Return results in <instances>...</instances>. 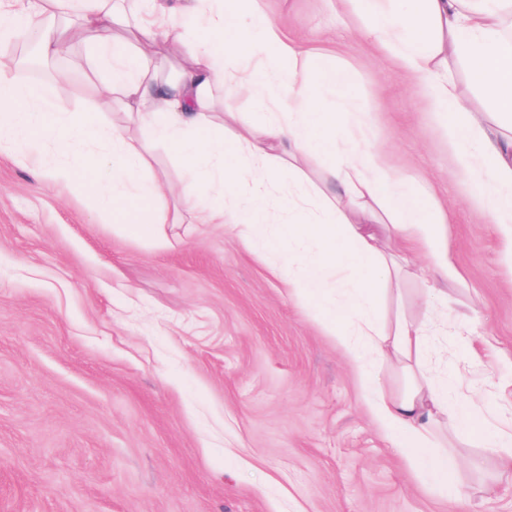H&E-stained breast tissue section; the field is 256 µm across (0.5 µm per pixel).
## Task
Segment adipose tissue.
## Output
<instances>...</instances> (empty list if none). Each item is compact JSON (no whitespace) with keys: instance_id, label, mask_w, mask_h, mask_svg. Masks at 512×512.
Masks as SVG:
<instances>
[{"instance_id":"ef3b65f1","label":"adipose tissue","mask_w":512,"mask_h":512,"mask_svg":"<svg viewBox=\"0 0 512 512\" xmlns=\"http://www.w3.org/2000/svg\"><path fill=\"white\" fill-rule=\"evenodd\" d=\"M367 17L362 37L382 44L418 83L436 111L448 113V134L461 173L478 188L479 204L494 224H512V0H352ZM135 35V47L116 41L115 27ZM194 35L192 65L172 81L161 79L162 47L178 48ZM36 37L40 57L52 60L74 44L90 47L93 64L109 76L105 95L120 103L143 136L106 128L95 104L57 110L63 82L32 86L18 79L12 49ZM307 51L281 35L263 15L262 0L205 12L201 0H0V150L41 178L73 179L88 164L100 170L87 184L103 208L125 199H158L167 187L151 175L150 143L172 147L196 173L180 196L197 224H222L248 241L278 239L286 255L274 272L289 287L322 300L340 289L329 317L365 393L368 410L414 470L451 494L460 461L438 449L439 424L468 429L484 417L476 401L452 400L423 361L431 349L425 326L405 314L385 322L382 297L389 283L418 277L429 301L448 304L451 262L442 207L423 205L413 180L384 166L370 129L348 94L347 72L326 71L335 107L309 93ZM467 66L488 105L476 112L462 102L452 63ZM252 93L267 112L258 133L225 138L216 126V92ZM332 149L335 190L316 189L300 164ZM293 185L288 221L272 229L264 205L276 180ZM398 239L422 257L397 263L382 246ZM408 377L389 387L383 364Z\"/></svg>"}]
</instances>
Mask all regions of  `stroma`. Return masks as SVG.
I'll return each instance as SVG.
<instances>
[{"instance_id":"1","label":"stroma","mask_w":512,"mask_h":512,"mask_svg":"<svg viewBox=\"0 0 512 512\" xmlns=\"http://www.w3.org/2000/svg\"><path fill=\"white\" fill-rule=\"evenodd\" d=\"M274 24L312 48L308 88L347 69L387 163L448 212L463 276L449 307L418 281L392 285L389 309L429 328L431 370L454 375L459 401L484 420L448 435L461 458L453 496L434 491L368 412L357 374L318 303L291 292L256 249L220 224L174 223L190 181L175 151L149 148L174 188L150 202L169 243L118 224L141 203L100 210L76 183L42 182L0 152V512H512V471L483 445L512 422V225L483 219L459 172L448 119L360 36L340 0H266ZM73 46L47 75L67 74L58 104L97 103L105 73ZM224 134L257 130L253 96L216 99Z\"/></svg>"}]
</instances>
